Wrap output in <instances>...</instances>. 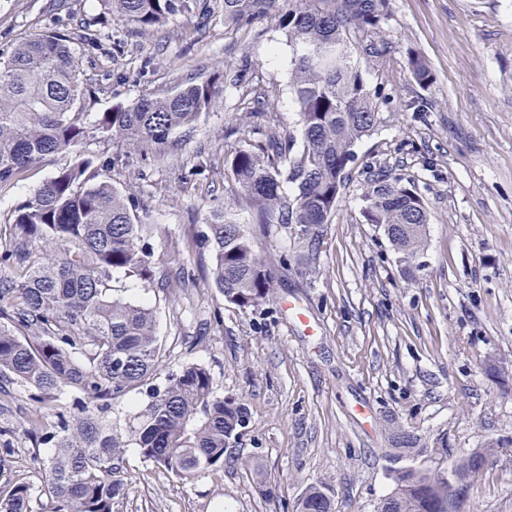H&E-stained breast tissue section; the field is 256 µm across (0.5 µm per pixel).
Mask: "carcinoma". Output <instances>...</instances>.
<instances>
[{"instance_id":"obj_1","label":"carcinoma","mask_w":512,"mask_h":512,"mask_svg":"<svg viewBox=\"0 0 512 512\" xmlns=\"http://www.w3.org/2000/svg\"><path fill=\"white\" fill-rule=\"evenodd\" d=\"M113 15L140 32L182 12L184 0H102ZM390 0H224V23L281 12L292 52L290 92L300 136L268 131L264 139L224 160L253 214L243 224L226 211L210 215L204 243L213 257V279L224 300L240 309L274 298L288 253L261 254L257 233L280 229L303 248L297 261L313 270L319 226L336 207L354 147L379 121L380 90L371 88L353 61L357 52L378 54L375 38ZM414 79L433 81L422 58H410ZM71 37L59 31L34 34L0 53V187L14 183L31 163L59 152L75 161L57 171L13 215L20 242L0 252V263L27 265L19 281H0V377L35 392V401L68 390L83 395L58 422L46 426L42 410L22 427L50 446L31 457L41 475L39 496L51 512H114L128 491L123 466L125 440L112 432V402L133 392L146 400L133 415L130 437L142 458L181 477L224 465V454L249 428V409L239 399L216 394L210 372L199 364L152 383L161 345L152 307L108 287L122 270L149 281V240L154 225L137 223L135 199L112 179L100 178L104 160L84 157L88 139L127 142L161 154L172 137L192 128L223 93V84L244 83L227 66L200 81L182 82L162 95L117 105L87 120L91 89L80 79ZM363 218L390 242L400 271L423 267L429 214L415 184L402 177H367ZM60 241L71 250L32 258L25 241ZM82 353V361L76 354ZM388 478L391 492L377 512H467L473 479L512 446L491 441L445 468L402 463L428 451L395 427ZM428 452L448 455L445 448ZM33 488L25 482L0 485V512H33ZM298 512H335L333 489L311 484Z\"/></svg>"}]
</instances>
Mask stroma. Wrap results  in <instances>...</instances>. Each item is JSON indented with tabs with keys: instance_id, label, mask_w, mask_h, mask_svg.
Segmentation results:
<instances>
[{
	"instance_id": "35a3bbf8",
	"label": "stroma",
	"mask_w": 512,
	"mask_h": 512,
	"mask_svg": "<svg viewBox=\"0 0 512 512\" xmlns=\"http://www.w3.org/2000/svg\"><path fill=\"white\" fill-rule=\"evenodd\" d=\"M206 2L144 35L106 14L102 0H0V52L60 26L74 37L80 78L95 90L89 112L204 79L222 63L259 76L266 93L269 111L257 118L244 110L245 87L225 86L161 157L122 142L82 146L94 157L118 156L113 185L137 198L136 218L155 227L150 270L162 287L121 271L108 284L156 312L157 383L197 363L218 395L242 398L251 414L229 463L184 479L126 448L129 490L115 512H296L305 486L317 482L333 487L336 512H376L392 488L389 426L447 449V458H429L434 467L512 440V0H390L388 53L355 57L384 94L380 122L355 146L319 229L316 271L283 272L275 301L248 309L225 302L202 239L212 211L250 219L225 155L258 141L260 130L296 128L292 54L277 13L232 32L223 0ZM414 54L431 67V85L413 78ZM71 158L45 157L0 188V250L12 242L16 206ZM379 166L414 182L429 210L424 268L413 279L362 216L366 172ZM182 264L194 272L183 289L171 282ZM5 389L0 449L13 456L0 484L36 488V443L20 432L33 395L17 383ZM254 461L268 472L267 488L249 475ZM470 503L471 512H512V459L475 477Z\"/></svg>"
}]
</instances>
